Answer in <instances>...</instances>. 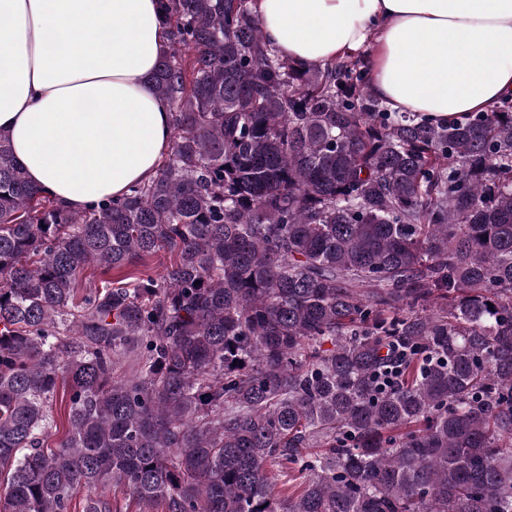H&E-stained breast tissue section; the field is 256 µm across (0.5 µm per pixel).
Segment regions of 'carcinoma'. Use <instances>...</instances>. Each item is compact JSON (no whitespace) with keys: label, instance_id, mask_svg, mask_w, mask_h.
Here are the masks:
<instances>
[{"label":"carcinoma","instance_id":"1","mask_svg":"<svg viewBox=\"0 0 512 512\" xmlns=\"http://www.w3.org/2000/svg\"><path fill=\"white\" fill-rule=\"evenodd\" d=\"M161 8L154 178L67 210L0 133V512H512V97L392 112L255 0Z\"/></svg>","mask_w":512,"mask_h":512}]
</instances>
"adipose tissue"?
Here are the masks:
<instances>
[{
    "instance_id": "1",
    "label": "adipose tissue",
    "mask_w": 512,
    "mask_h": 512,
    "mask_svg": "<svg viewBox=\"0 0 512 512\" xmlns=\"http://www.w3.org/2000/svg\"><path fill=\"white\" fill-rule=\"evenodd\" d=\"M306 66L369 51V92L445 120L512 96V0H257ZM159 0H0V131L29 182L81 210L153 178L171 108L151 76Z\"/></svg>"
}]
</instances>
